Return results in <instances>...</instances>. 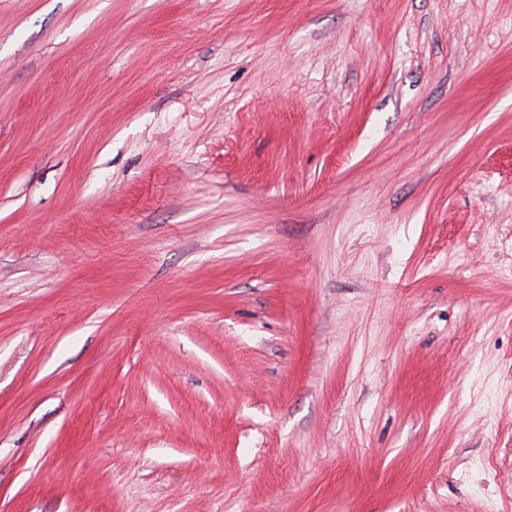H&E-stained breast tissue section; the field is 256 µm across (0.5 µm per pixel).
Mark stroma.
Here are the masks:
<instances>
[{
  "label": "stroma",
  "instance_id": "35a3bbf8",
  "mask_svg": "<svg viewBox=\"0 0 512 512\" xmlns=\"http://www.w3.org/2000/svg\"><path fill=\"white\" fill-rule=\"evenodd\" d=\"M0 512H512V0H0Z\"/></svg>",
  "mask_w": 512,
  "mask_h": 512
}]
</instances>
